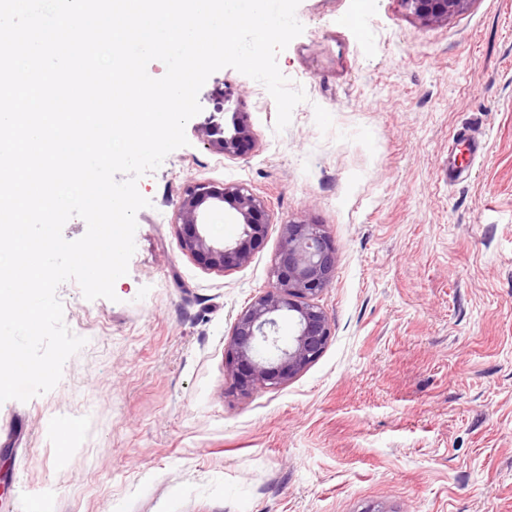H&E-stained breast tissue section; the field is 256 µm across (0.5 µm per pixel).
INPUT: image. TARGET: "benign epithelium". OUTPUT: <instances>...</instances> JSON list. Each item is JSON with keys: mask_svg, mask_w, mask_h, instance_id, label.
I'll use <instances>...</instances> for the list:
<instances>
[{"mask_svg": "<svg viewBox=\"0 0 512 512\" xmlns=\"http://www.w3.org/2000/svg\"><path fill=\"white\" fill-rule=\"evenodd\" d=\"M402 2L420 20L432 23L463 11L470 0ZM203 135L213 149L229 156L243 155L253 143L245 112L236 113L230 134L209 129ZM226 204L242 225V239L235 245L216 241L206 231L211 216ZM174 223L180 227L181 246L189 257L208 270L226 273L250 263L252 246L265 238L270 219L264 200L248 189L194 181L184 190ZM335 270L336 247L323 225H281L271 283L237 315L227 342L228 369L240 394L284 384L321 356L333 328L314 299L332 283ZM283 317L295 326L286 346L279 344L277 336Z\"/></svg>", "mask_w": 512, "mask_h": 512, "instance_id": "benign-epithelium-1", "label": "benign epithelium"}]
</instances>
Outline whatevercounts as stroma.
Returning a JSON list of instances; mask_svg holds the SVG:
<instances>
[{
    "label": "stroma",
    "mask_w": 512,
    "mask_h": 512,
    "mask_svg": "<svg viewBox=\"0 0 512 512\" xmlns=\"http://www.w3.org/2000/svg\"><path fill=\"white\" fill-rule=\"evenodd\" d=\"M296 17L277 57L306 94L288 127L262 84L213 73L187 146L138 181L151 205L116 300L59 286L87 343L50 392L0 404V512H512V0L430 25L401 0H301ZM238 112L254 148L209 149L202 129ZM462 126L479 156L453 142ZM193 181L265 199L246 266L182 253ZM291 221L335 243L317 299L334 334L292 380L240 396L225 343Z\"/></svg>",
    "instance_id": "stroma-1"
}]
</instances>
